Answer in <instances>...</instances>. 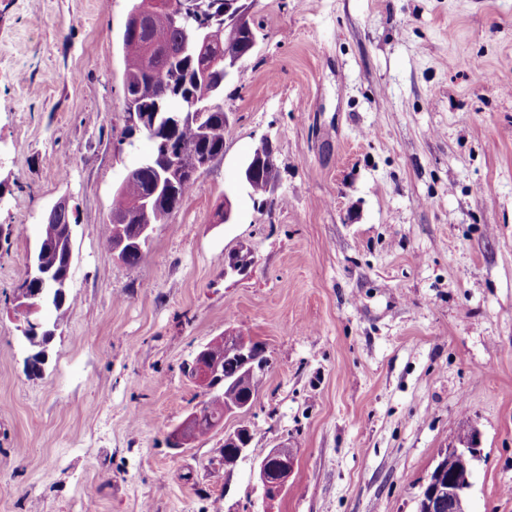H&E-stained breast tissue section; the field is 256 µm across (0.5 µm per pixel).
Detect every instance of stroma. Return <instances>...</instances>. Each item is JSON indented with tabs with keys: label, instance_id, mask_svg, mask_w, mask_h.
<instances>
[{
	"label": "stroma",
	"instance_id": "1",
	"mask_svg": "<svg viewBox=\"0 0 512 512\" xmlns=\"http://www.w3.org/2000/svg\"><path fill=\"white\" fill-rule=\"evenodd\" d=\"M131 6L0 0V512H261L278 445L274 512H416L465 422L470 512H512V0H256L224 153L137 267L103 245L151 150L123 139ZM264 138L263 206L239 174ZM62 199L72 303L34 375L9 297ZM228 331L272 360L255 404L170 447L204 398L182 365ZM239 429H236L233 432L225 433L224 435V451H223V461L224 467L232 468L237 465V463L242 458H245L247 447L250 444V441L244 443L240 442V433ZM232 448H237L238 457L236 456L234 450ZM240 459V460H239ZM279 448H283L288 458L280 453ZM294 451L297 455L294 448H271L254 464L253 476L256 480V488L261 492L263 512H272L269 506L287 490L288 481L295 469Z\"/></svg>",
	"mask_w": 512,
	"mask_h": 512
}]
</instances>
